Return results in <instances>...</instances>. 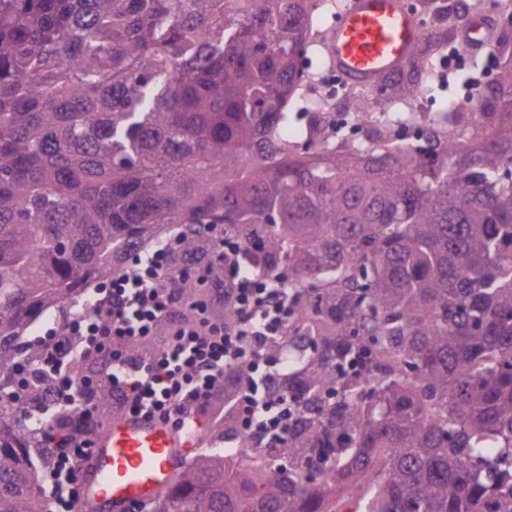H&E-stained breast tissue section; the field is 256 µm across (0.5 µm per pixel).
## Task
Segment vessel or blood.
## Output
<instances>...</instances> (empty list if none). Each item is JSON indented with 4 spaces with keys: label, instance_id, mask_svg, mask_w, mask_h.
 <instances>
[{
    "label": "vessel or blood",
    "instance_id": "b4317fda",
    "mask_svg": "<svg viewBox=\"0 0 512 512\" xmlns=\"http://www.w3.org/2000/svg\"><path fill=\"white\" fill-rule=\"evenodd\" d=\"M471 48L488 45L481 20L461 29ZM421 27L405 0H345L323 42L333 69L356 85L375 87L408 67ZM205 441L157 420L113 413L94 441L80 486V512H133L170 488L194 448Z\"/></svg>",
    "mask_w": 512,
    "mask_h": 512
}]
</instances>
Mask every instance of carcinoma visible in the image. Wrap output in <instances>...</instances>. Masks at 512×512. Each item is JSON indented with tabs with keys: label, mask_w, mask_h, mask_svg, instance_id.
Returning <instances> with one entry per match:
<instances>
[{
	"label": "carcinoma",
	"mask_w": 512,
	"mask_h": 512,
	"mask_svg": "<svg viewBox=\"0 0 512 512\" xmlns=\"http://www.w3.org/2000/svg\"><path fill=\"white\" fill-rule=\"evenodd\" d=\"M437 9L409 70L448 41ZM317 0H0V373L34 320L161 241L288 281V431L202 454L151 512H512V70L431 137L390 112L316 160L282 137ZM38 431L0 412V512H46ZM224 436L242 441L224 407Z\"/></svg>",
	"instance_id": "obj_1"
}]
</instances>
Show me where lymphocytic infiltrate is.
Returning <instances> with one entry per match:
<instances>
[{"mask_svg": "<svg viewBox=\"0 0 512 512\" xmlns=\"http://www.w3.org/2000/svg\"><path fill=\"white\" fill-rule=\"evenodd\" d=\"M173 244L135 257L129 272L96 288L88 311L74 312L63 335L42 337L38 360L15 364L13 398L22 402L35 382L43 389L27 419L43 429L57 461L47 473L48 512H72L100 415L101 386L111 391L114 410L143 415L187 431L196 412L216 396L229 397L244 433L279 436L288 424V401L277 387V369L230 374L231 366L263 351L288 318V294L280 282L241 268L236 241L215 249L224 277L207 283L203 297L190 301L169 285ZM187 303L192 318L178 312ZM239 313L227 324L215 316L221 305ZM162 336L144 355L136 342ZM96 361L101 376L76 375L79 362Z\"/></svg>", "mask_w": 512, "mask_h": 512, "instance_id": "lymphocytic-infiltrate-1", "label": "lymphocytic infiltrate"}]
</instances>
